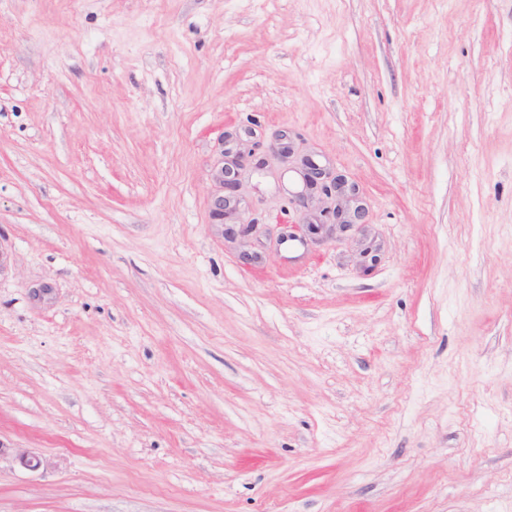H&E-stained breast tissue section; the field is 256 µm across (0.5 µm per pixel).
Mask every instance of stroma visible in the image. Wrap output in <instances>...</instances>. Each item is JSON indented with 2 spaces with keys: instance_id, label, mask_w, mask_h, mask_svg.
Listing matches in <instances>:
<instances>
[{
  "instance_id": "1",
  "label": "stroma",
  "mask_w": 512,
  "mask_h": 512,
  "mask_svg": "<svg viewBox=\"0 0 512 512\" xmlns=\"http://www.w3.org/2000/svg\"><path fill=\"white\" fill-rule=\"evenodd\" d=\"M0 251V512H512V0H0ZM244 151H237L234 157L225 159L224 165V139L220 155L215 161L211 178L215 190L211 196V220L214 224H224V235L231 240L238 237L245 238L256 233L258 224L245 222L238 209V194L241 186V170L245 168L251 155ZM224 189L226 194L224 195ZM225 221V222H224ZM229 221V224H227ZM300 166L303 188L296 195L302 207L300 241H324L363 223L366 206L353 186L308 156L300 159Z\"/></svg>"
}]
</instances>
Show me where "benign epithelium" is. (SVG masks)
<instances>
[{"label": "benign epithelium", "mask_w": 512, "mask_h": 512, "mask_svg": "<svg viewBox=\"0 0 512 512\" xmlns=\"http://www.w3.org/2000/svg\"><path fill=\"white\" fill-rule=\"evenodd\" d=\"M294 155L293 143L288 133L278 135L276 157L286 162ZM250 155L237 151L234 157L224 159L219 155L211 178L215 190L211 196V220L214 224L227 223L224 235L235 240L257 232L258 225L246 222L238 209V191L241 186V170ZM303 181L302 190L296 195L302 207V236L300 241H324L338 231H347L363 223L366 206L356 195V189L345 179L334 176L312 158L300 159ZM9 454L23 468L36 471L41 466L40 457L31 448H0V456Z\"/></svg>", "instance_id": "7a95c632"}]
</instances>
